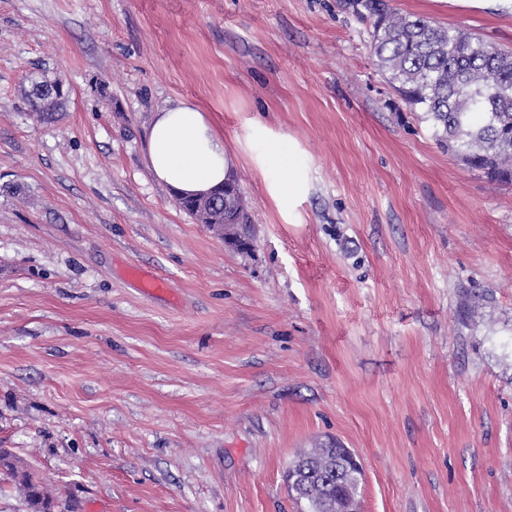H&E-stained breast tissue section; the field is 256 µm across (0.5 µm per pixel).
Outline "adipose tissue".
I'll return each instance as SVG.
<instances>
[{"instance_id": "obj_1", "label": "adipose tissue", "mask_w": 512, "mask_h": 512, "mask_svg": "<svg viewBox=\"0 0 512 512\" xmlns=\"http://www.w3.org/2000/svg\"><path fill=\"white\" fill-rule=\"evenodd\" d=\"M237 141L263 177L264 190L284 222H293L312 187V165L298 141L254 118L241 123ZM153 174L180 194L209 193L227 180L237 157L224 146L204 112L181 101L157 112L148 136Z\"/></svg>"}]
</instances>
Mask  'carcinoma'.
I'll return each mask as SVG.
<instances>
[{"label":"carcinoma","instance_id":"obj_1","mask_svg":"<svg viewBox=\"0 0 512 512\" xmlns=\"http://www.w3.org/2000/svg\"><path fill=\"white\" fill-rule=\"evenodd\" d=\"M341 7L372 26L371 47L379 69L405 104L422 112L437 140L469 167L495 181L512 180V53L461 29L441 27L424 16L402 14L389 0H341ZM65 99L58 82H35L28 93L32 111L49 120ZM205 224L223 212L247 216L232 182L204 200L180 204ZM0 467L24 492L31 512H47L53 498L15 454L0 450ZM295 499L306 512H340L359 489L363 469L339 445L303 452L290 464Z\"/></svg>","mask_w":512,"mask_h":512}]
</instances>
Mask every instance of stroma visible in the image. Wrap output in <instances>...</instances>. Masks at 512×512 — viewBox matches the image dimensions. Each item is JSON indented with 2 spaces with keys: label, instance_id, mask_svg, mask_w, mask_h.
<instances>
[{
  "label": "stroma",
  "instance_id": "stroma-1",
  "mask_svg": "<svg viewBox=\"0 0 512 512\" xmlns=\"http://www.w3.org/2000/svg\"><path fill=\"white\" fill-rule=\"evenodd\" d=\"M394 5L512 51L511 12ZM179 101L302 144L297 223L244 154L246 249L180 209L147 156ZM329 441L360 512H512V183L340 0H0V448L55 512H303L284 475ZM28 101L32 111L43 120L52 118L58 112L64 99L63 85L58 82H35L28 93Z\"/></svg>",
  "mask_w": 512,
  "mask_h": 512
}]
</instances>
